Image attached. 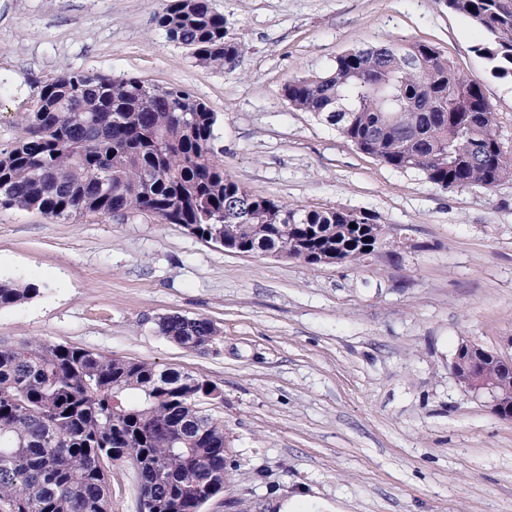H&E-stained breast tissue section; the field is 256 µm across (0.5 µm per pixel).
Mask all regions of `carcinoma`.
Returning a JSON list of instances; mask_svg holds the SVG:
<instances>
[{
  "instance_id": "carcinoma-1",
  "label": "carcinoma",
  "mask_w": 512,
  "mask_h": 512,
  "mask_svg": "<svg viewBox=\"0 0 512 512\" xmlns=\"http://www.w3.org/2000/svg\"><path fill=\"white\" fill-rule=\"evenodd\" d=\"M447 7L485 32L476 52L492 74L512 78V9L501 0ZM155 21L202 65L226 66L245 51L209 0H162ZM282 93L359 150L435 186L491 189L512 178V155L494 140L496 113L481 83L432 44L351 49ZM216 124L187 89L64 73L36 87L15 145L0 153V204L48 218L149 214L216 244L230 239L248 256L282 248L309 265L354 264L394 244L374 214L249 192L224 173ZM101 174L108 194L97 186ZM38 293L32 283L0 281V308ZM218 333L206 318L159 319V335L197 352ZM474 374L492 378L499 362L487 353ZM216 391L198 375L154 363L38 340L1 346L0 512H111L107 469L124 460L136 471L140 512H201L230 480L224 421L201 409Z\"/></svg>"
}]
</instances>
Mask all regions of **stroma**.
I'll return each mask as SVG.
<instances>
[{
  "instance_id": "stroma-1",
  "label": "stroma",
  "mask_w": 512,
  "mask_h": 512,
  "mask_svg": "<svg viewBox=\"0 0 512 512\" xmlns=\"http://www.w3.org/2000/svg\"><path fill=\"white\" fill-rule=\"evenodd\" d=\"M245 46L232 69L198 64L158 30L156 0H0V151L34 87L68 71L189 90L218 118L217 156L250 192L367 211L393 247L358 264L244 257L147 214L50 219L0 207V279L38 285L0 309L23 339L188 371L217 386L230 484L201 512H512V420L464 391L461 341L512 333V180L443 189L362 153L291 107L288 79L386 40L429 42L478 80L512 152V79L484 34L443 0H211ZM212 321L205 354L154 331ZM112 512H139L136 472L113 463Z\"/></svg>"
}]
</instances>
